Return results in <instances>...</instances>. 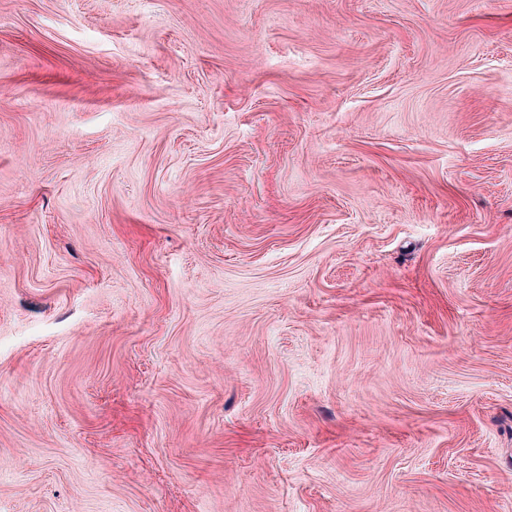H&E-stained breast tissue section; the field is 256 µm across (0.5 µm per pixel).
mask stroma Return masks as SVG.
I'll use <instances>...</instances> for the list:
<instances>
[{
  "mask_svg": "<svg viewBox=\"0 0 512 512\" xmlns=\"http://www.w3.org/2000/svg\"><path fill=\"white\" fill-rule=\"evenodd\" d=\"M512 0H0V512H512Z\"/></svg>",
  "mask_w": 512,
  "mask_h": 512,
  "instance_id": "stroma-1",
  "label": "stroma"
}]
</instances>
